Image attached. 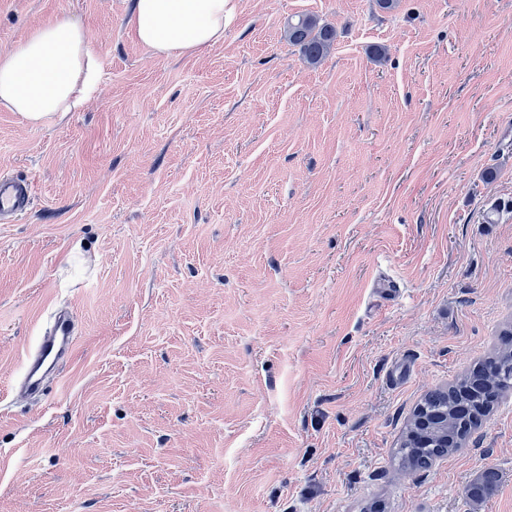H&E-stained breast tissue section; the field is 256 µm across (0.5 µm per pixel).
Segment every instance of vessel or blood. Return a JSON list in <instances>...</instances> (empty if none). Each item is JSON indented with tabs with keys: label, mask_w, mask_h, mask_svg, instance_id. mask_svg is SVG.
<instances>
[{
	"label": "vessel or blood",
	"mask_w": 512,
	"mask_h": 512,
	"mask_svg": "<svg viewBox=\"0 0 512 512\" xmlns=\"http://www.w3.org/2000/svg\"><path fill=\"white\" fill-rule=\"evenodd\" d=\"M36 187L30 178L0 169V221L25 213L33 204ZM77 325L71 309L50 312L42 323L37 344L22 358L19 391L26 397L43 398L50 379L60 375L73 357Z\"/></svg>",
	"instance_id": "vessel-or-blood-1"
}]
</instances>
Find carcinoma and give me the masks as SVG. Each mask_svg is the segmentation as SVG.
<instances>
[{
	"mask_svg": "<svg viewBox=\"0 0 512 512\" xmlns=\"http://www.w3.org/2000/svg\"><path fill=\"white\" fill-rule=\"evenodd\" d=\"M284 39L299 48L306 61L317 66L330 54L336 42V29L309 14L288 19ZM511 337L493 355L476 364L460 381L470 387L464 395L457 387L431 391L414 410L410 427L397 448L399 465L407 471L422 470L447 452L457 451L455 445L466 443L473 430L488 416L499 396L512 389V330ZM497 472L485 469L464 493L474 500L489 496L497 483Z\"/></svg>",
	"mask_w": 512,
	"mask_h": 512,
	"instance_id": "obj_1",
	"label": "carcinoma"
}]
</instances>
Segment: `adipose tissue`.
<instances>
[{
  "label": "adipose tissue",
  "mask_w": 512,
  "mask_h": 512,
  "mask_svg": "<svg viewBox=\"0 0 512 512\" xmlns=\"http://www.w3.org/2000/svg\"><path fill=\"white\" fill-rule=\"evenodd\" d=\"M230 2L134 0L131 28L156 54H195L223 41ZM100 75L84 30L62 17L0 54V106L40 124L85 104Z\"/></svg>",
  "instance_id": "obj_1"
}]
</instances>
